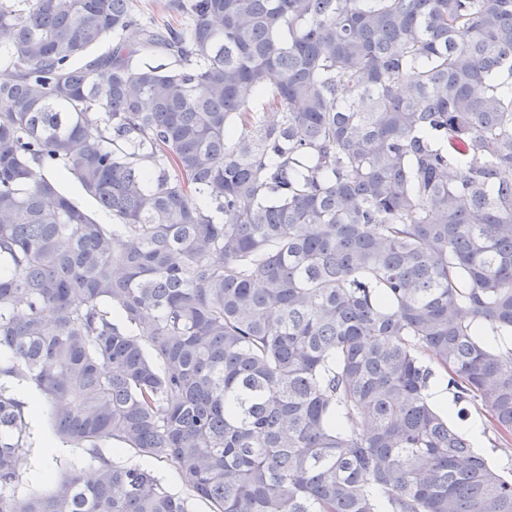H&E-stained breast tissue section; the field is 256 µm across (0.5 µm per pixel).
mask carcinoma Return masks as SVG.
Instances as JSON below:
<instances>
[{
  "instance_id": "cac0c4a2",
  "label": "carcinoma",
  "mask_w": 512,
  "mask_h": 512,
  "mask_svg": "<svg viewBox=\"0 0 512 512\" xmlns=\"http://www.w3.org/2000/svg\"><path fill=\"white\" fill-rule=\"evenodd\" d=\"M176 7L0 0V512H512V0ZM173 0H131L133 13L142 23L172 26L187 34L191 22L186 14L173 8ZM57 179L61 192L75 201L82 209L93 214L102 224L112 223V218L101 211L97 201L82 190L76 179L71 176H57ZM29 426L32 445L23 452L19 496L41 489L44 476L50 472L62 477L71 469L84 472L94 470V465L80 450L62 446L50 452L41 450L45 436L50 437L48 406L45 403H41L39 409L30 415ZM110 458L120 464L139 465L152 470L163 486L173 494L188 496L190 493L186 477L171 462L138 457L128 450L114 451Z\"/></svg>"
}]
</instances>
